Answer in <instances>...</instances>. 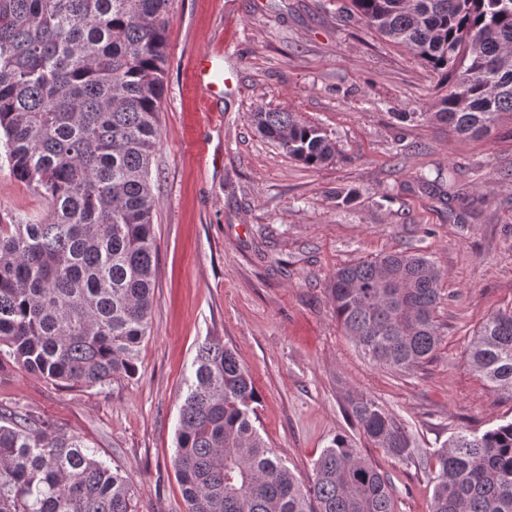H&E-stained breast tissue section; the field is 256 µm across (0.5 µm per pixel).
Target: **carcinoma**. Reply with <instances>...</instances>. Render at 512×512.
Masks as SVG:
<instances>
[{"label": "carcinoma", "mask_w": 512, "mask_h": 512, "mask_svg": "<svg viewBox=\"0 0 512 512\" xmlns=\"http://www.w3.org/2000/svg\"><path fill=\"white\" fill-rule=\"evenodd\" d=\"M170 0H0V144L51 201L50 218L0 225V356L79 387L134 375L149 331L157 240L151 162L160 141ZM350 10L441 78L429 120L480 138L512 116V0H351ZM308 168L336 143L292 112L250 115ZM440 271L402 252L336 270L330 296L370 360L410 372L441 341ZM471 369L512 400V308L490 314ZM259 396L234 350L198 347L173 468L186 512H395L390 481L339 436L301 483L255 425ZM348 408L397 458L409 435L375 400ZM429 512H512V421L454 434L433 453ZM129 477L78 436L0 408V512H135Z\"/></svg>", "instance_id": "cac0c4a2"}]
</instances>
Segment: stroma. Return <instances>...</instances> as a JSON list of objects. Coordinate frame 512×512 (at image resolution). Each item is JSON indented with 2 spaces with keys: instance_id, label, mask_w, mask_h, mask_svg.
I'll use <instances>...</instances> for the list:
<instances>
[{
  "instance_id": "stroma-1",
  "label": "stroma",
  "mask_w": 512,
  "mask_h": 512,
  "mask_svg": "<svg viewBox=\"0 0 512 512\" xmlns=\"http://www.w3.org/2000/svg\"><path fill=\"white\" fill-rule=\"evenodd\" d=\"M350 0H171L168 73L152 162L156 288L138 372L100 388L54 383L0 360V406L98 448L136 487V512H185L172 465L196 351L217 337L248 370L258 428L301 482L339 436L388 480L396 512H428L429 462L460 430L512 421L466 350L512 307V119L481 138L426 119L438 77L350 13ZM212 56L223 94L189 77ZM283 110L324 130L335 162L310 169L262 138L249 115ZM209 144L208 156L192 148ZM455 186V199L441 185ZM35 184L0 153V224L42 220ZM427 255L441 271L433 361L410 373L366 357L336 319V269L378 255ZM364 394L411 438L396 458L347 412Z\"/></svg>"
}]
</instances>
